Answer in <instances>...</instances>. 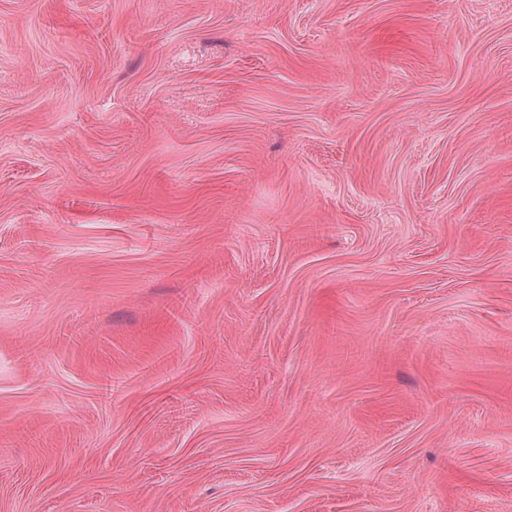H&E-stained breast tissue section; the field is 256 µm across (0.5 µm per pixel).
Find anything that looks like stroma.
Here are the masks:
<instances>
[{
  "label": "stroma",
  "mask_w": 512,
  "mask_h": 512,
  "mask_svg": "<svg viewBox=\"0 0 512 512\" xmlns=\"http://www.w3.org/2000/svg\"><path fill=\"white\" fill-rule=\"evenodd\" d=\"M0 512H512V0H0Z\"/></svg>",
  "instance_id": "1"
}]
</instances>
